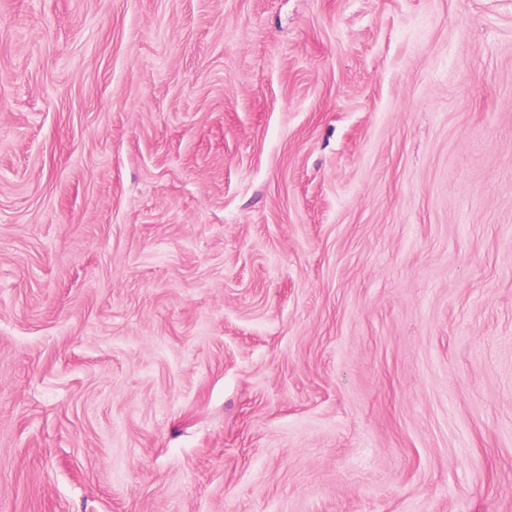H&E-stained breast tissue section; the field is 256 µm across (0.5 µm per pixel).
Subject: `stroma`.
<instances>
[{
    "label": "stroma",
    "mask_w": 512,
    "mask_h": 512,
    "mask_svg": "<svg viewBox=\"0 0 512 512\" xmlns=\"http://www.w3.org/2000/svg\"><path fill=\"white\" fill-rule=\"evenodd\" d=\"M0 512H512V0H0Z\"/></svg>",
    "instance_id": "1"
}]
</instances>
